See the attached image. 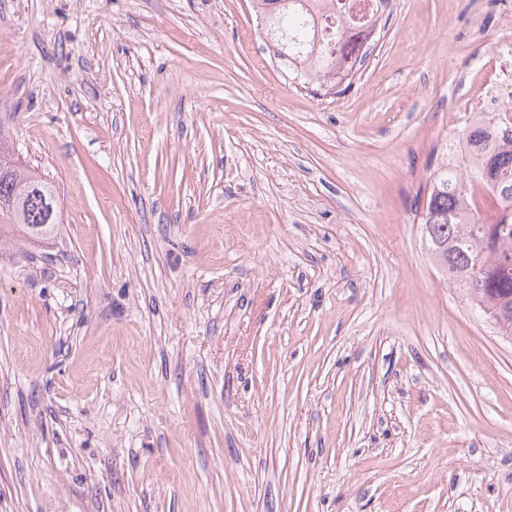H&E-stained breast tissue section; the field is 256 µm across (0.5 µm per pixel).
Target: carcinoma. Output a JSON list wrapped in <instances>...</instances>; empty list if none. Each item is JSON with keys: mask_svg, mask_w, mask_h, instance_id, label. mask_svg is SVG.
<instances>
[{"mask_svg": "<svg viewBox=\"0 0 512 512\" xmlns=\"http://www.w3.org/2000/svg\"><path fill=\"white\" fill-rule=\"evenodd\" d=\"M266 19L275 56L296 78L318 88L337 90L350 80L365 57L368 37L348 36L355 24L342 0H254ZM462 163H446L431 175L419 223L438 270L512 337V125L493 113L472 122ZM476 181L492 185L497 209L489 219L467 210ZM54 189L23 168L0 173V234L8 224L31 237L55 233L57 217H48L44 194Z\"/></svg>", "mask_w": 512, "mask_h": 512, "instance_id": "obj_1", "label": "carcinoma"}]
</instances>
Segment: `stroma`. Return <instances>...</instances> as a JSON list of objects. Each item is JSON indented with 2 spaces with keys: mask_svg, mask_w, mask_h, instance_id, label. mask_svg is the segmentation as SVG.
<instances>
[{
  "mask_svg": "<svg viewBox=\"0 0 512 512\" xmlns=\"http://www.w3.org/2000/svg\"><path fill=\"white\" fill-rule=\"evenodd\" d=\"M351 88L251 0H0V512H512V339L415 212L512 0H390ZM19 184L36 185L47 198L48 189H50L56 196L54 186L43 182L39 174L27 171L23 168L17 169L15 165L10 171L0 173V204L2 199H5L9 203L7 210L1 209L0 205L1 236L4 227L11 226V224L12 226L15 224L21 226L30 237L47 238L51 236L56 231L57 223L53 224L57 222L56 211L47 226L37 230L34 229V225H44L47 222L48 212L46 210L44 196L36 191L26 196L16 195L14 189L16 185ZM45 187H48V189Z\"/></svg>",
  "mask_w": 512,
  "mask_h": 512,
  "instance_id": "1",
  "label": "stroma"
}]
</instances>
